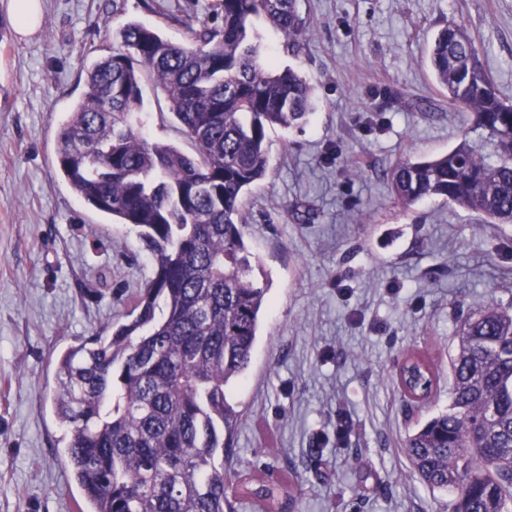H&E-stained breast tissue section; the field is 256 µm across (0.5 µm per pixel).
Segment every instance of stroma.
Instances as JSON below:
<instances>
[{
    "label": "stroma",
    "mask_w": 512,
    "mask_h": 512,
    "mask_svg": "<svg viewBox=\"0 0 512 512\" xmlns=\"http://www.w3.org/2000/svg\"><path fill=\"white\" fill-rule=\"evenodd\" d=\"M213 0H44L40 32L15 39L0 14V512H78L50 391L59 354L129 311L153 273L135 232L82 203L56 172L57 129L122 19L181 43L168 16ZM299 55L258 24L262 57L314 88L304 126L270 131V169L248 195L246 242L269 284L246 376L227 391L243 416L224 465L243 478L298 473L297 512H448L449 493L412 473L404 442L448 406L459 306L512 305V224L440 200L401 208L386 171L454 146L426 47L465 25L512 98V0H297ZM165 93L143 86L148 137L191 144ZM412 354L436 367L431 405L394 381Z\"/></svg>",
    "instance_id": "1"
}]
</instances>
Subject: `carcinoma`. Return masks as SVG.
Masks as SVG:
<instances>
[{
    "mask_svg": "<svg viewBox=\"0 0 512 512\" xmlns=\"http://www.w3.org/2000/svg\"><path fill=\"white\" fill-rule=\"evenodd\" d=\"M222 24L172 23L176 43L128 20L86 72L87 91L60 124L57 170L86 205L136 232L154 274L132 310L56 362L55 415L86 512H233L224 454L242 413L227 388L252 361L269 288L253 277L246 194L269 171V131L303 124L312 87L292 67L260 60L255 20L302 49L296 0H215ZM448 101L471 124L447 153L387 172L395 199L456 204L512 224V102L482 67L460 24L428 49ZM157 84L192 142L188 154L142 131L143 85ZM448 409L409 435L405 450L451 512H512V310L460 312ZM403 397L428 401L434 367L412 355ZM235 493L294 512L291 482L243 481Z\"/></svg>",
    "mask_w": 512,
    "mask_h": 512,
    "instance_id": "carcinoma-1",
    "label": "carcinoma"
}]
</instances>
